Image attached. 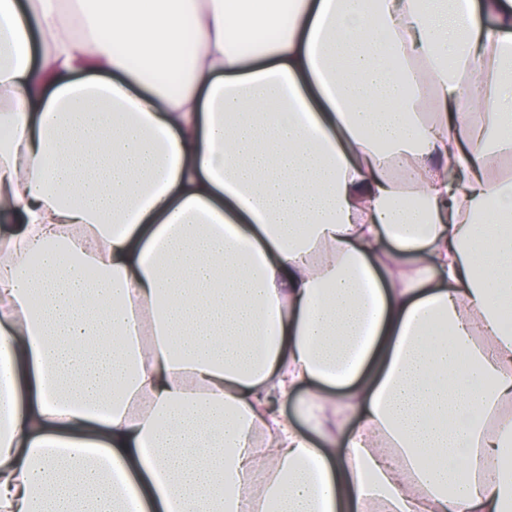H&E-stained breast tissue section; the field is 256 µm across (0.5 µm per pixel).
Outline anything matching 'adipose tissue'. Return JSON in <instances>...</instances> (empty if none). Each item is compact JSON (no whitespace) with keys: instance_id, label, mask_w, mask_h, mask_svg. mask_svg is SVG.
I'll list each match as a JSON object with an SVG mask.
<instances>
[{"instance_id":"1","label":"adipose tissue","mask_w":512,"mask_h":512,"mask_svg":"<svg viewBox=\"0 0 512 512\" xmlns=\"http://www.w3.org/2000/svg\"><path fill=\"white\" fill-rule=\"evenodd\" d=\"M78 4L0 0V512H512V0Z\"/></svg>"}]
</instances>
